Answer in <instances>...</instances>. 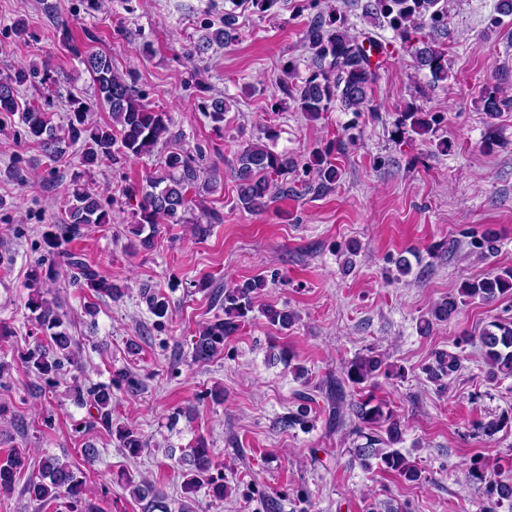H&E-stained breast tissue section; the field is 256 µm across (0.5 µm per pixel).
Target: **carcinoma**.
<instances>
[{"label":"carcinoma","mask_w":512,"mask_h":512,"mask_svg":"<svg viewBox=\"0 0 512 512\" xmlns=\"http://www.w3.org/2000/svg\"><path fill=\"white\" fill-rule=\"evenodd\" d=\"M364 18L375 28H391L402 44L409 49L416 66L428 71L432 83H445L449 79L448 54L443 38L447 34V0H367L363 6ZM423 30L428 34L415 38ZM303 43L311 52L309 74L300 82L283 84V89L293 99L298 111L315 120L337 104L345 112H364L369 109L374 87L380 78L384 58L388 57L387 44L372 31H357L347 20L333 12L315 16L303 32ZM83 63L97 86L99 103L108 107L112 117L110 123L89 124L87 112L93 105L78 99L73 100L71 116L67 126L58 128L38 105H31L21 113V122L26 135L40 144L46 157L54 160L63 153L65 142L84 143L83 165L90 167L103 159L117 161L122 157H138L153 151L160 143L175 138L171 131L169 117L143 104L135 86L118 75L112 67V60L100 53H90ZM31 74L18 71L0 76V112L18 110L19 87ZM481 110L493 118L498 113L512 108V90L501 82L487 84L480 94ZM441 119L410 101L399 108L396 132L401 135L426 137L434 133ZM297 167L296 161L286 154H278L266 146L251 143L243 147L236 156L233 178L236 183L237 200L240 206L250 212L266 210L270 204L290 195L299 194V188L288 184L285 176ZM162 171L153 177L149 190L145 192L139 207V219L132 227V234L138 237V246L149 251L154 247V236L143 235L145 226L157 224H183L185 215L192 210L190 193L197 188L199 170L192 157L185 153H168L161 165ZM315 173L319 187L328 188L336 184L338 167L332 162L330 152H317L307 162L306 173ZM76 188L71 193L72 205L67 220L52 225L53 232L47 235V243L56 246L59 241L79 234L85 224H108L110 213L101 202L74 180ZM69 267L75 270L74 280L94 292L99 298L117 300L124 294L122 288L112 284L79 257H68ZM265 286V280L246 279L216 296L217 303L224 311V317H216L204 324L192 343V357L198 363H208L222 352L224 342L233 336L240 322L253 312L258 291ZM28 306L36 313L35 322L46 332L47 343L35 338L34 346L23 354V361L35 374L49 379L66 362L73 359V337L60 330L64 314L59 304L49 300L42 291V264L31 270ZM512 294V267L502 268L477 281L460 285L458 296H450L438 303L419 321V332L428 336L434 324L447 321L457 312L459 305L475 299L485 303ZM142 299L149 312L162 325L172 315L168 297L144 290ZM266 320L286 329L295 322L293 311L286 307H267L263 310ZM483 349L487 378L512 376V318L498 319L483 329L479 336ZM462 369V357L456 351H437L434 359L425 368L429 380L441 382L453 380ZM390 366L379 355L358 356L344 370V375L353 387L359 390V398L345 402L343 390L336 389V411L343 404L360 423L359 433L373 425L385 426V437L365 434L366 443L354 449L352 460L364 468L372 466L388 472L406 482L414 483L422 478L421 471L395 445L401 441L400 421L391 409L383 405L365 389L375 386L376 378L387 373ZM140 380L135 374L119 369L112 373L111 382L90 386H77L73 390L74 400L89 404L96 410L90 415L88 425L102 427L112 432V388L125 389L136 393ZM512 423L511 415L479 423L477 432L490 435ZM120 446L129 455H140L147 442L136 428L118 431ZM178 464L185 467L184 489L193 492L208 486L213 495L224 497V472L214 462L211 448L199 438L189 451L182 454ZM31 466L29 457L20 451L8 455L0 463V493L9 494L20 474ZM38 480H28L25 490L29 499L42 509L65 493L69 499V512H92L93 506L85 499V481L78 477L69 461L50 454L42 455L37 461ZM468 474L473 480L484 485L481 512H499L504 504L512 505V480L496 479L489 475L488 464L483 457L470 460ZM131 494L145 503L146 512H167L164 493L150 482L131 486Z\"/></svg>","instance_id":"1"}]
</instances>
